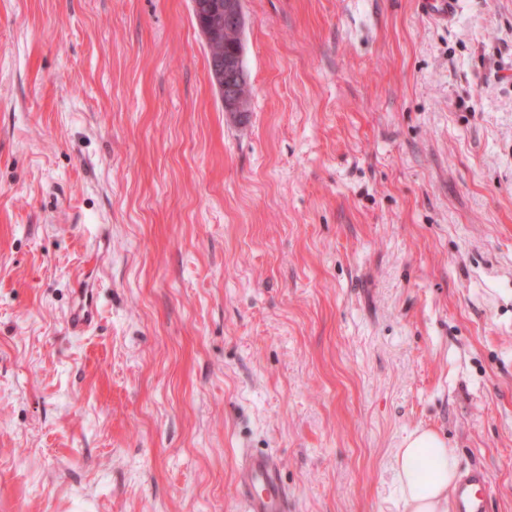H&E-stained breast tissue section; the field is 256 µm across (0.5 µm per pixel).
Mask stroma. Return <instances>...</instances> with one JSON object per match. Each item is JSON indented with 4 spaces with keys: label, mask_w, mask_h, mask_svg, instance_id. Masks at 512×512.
Returning a JSON list of instances; mask_svg holds the SVG:
<instances>
[{
    "label": "stroma",
    "mask_w": 512,
    "mask_h": 512,
    "mask_svg": "<svg viewBox=\"0 0 512 512\" xmlns=\"http://www.w3.org/2000/svg\"><path fill=\"white\" fill-rule=\"evenodd\" d=\"M243 12L233 120L190 0H0V512H406L416 429L512 512V0ZM97 316L98 311L93 288H78L77 301H75L67 320L70 329L73 332H82L86 327L95 323ZM236 480L246 512H290L288 490L271 454L242 451Z\"/></svg>",
    "instance_id": "stroma-1"
}]
</instances>
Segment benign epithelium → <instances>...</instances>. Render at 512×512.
I'll use <instances>...</instances> for the list:
<instances>
[{"instance_id":"1","label":"benign epithelium","mask_w":512,"mask_h":512,"mask_svg":"<svg viewBox=\"0 0 512 512\" xmlns=\"http://www.w3.org/2000/svg\"><path fill=\"white\" fill-rule=\"evenodd\" d=\"M192 12L206 15L202 33L211 50L210 68L224 112L236 119L250 111L248 73L241 67L244 15L240 0H191Z\"/></svg>"}]
</instances>
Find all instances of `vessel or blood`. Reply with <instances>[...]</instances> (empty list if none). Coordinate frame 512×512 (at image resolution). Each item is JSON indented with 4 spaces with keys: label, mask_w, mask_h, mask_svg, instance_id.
Masks as SVG:
<instances>
[{
    "label": "vessel or blood",
    "mask_w": 512,
    "mask_h": 512,
    "mask_svg": "<svg viewBox=\"0 0 512 512\" xmlns=\"http://www.w3.org/2000/svg\"><path fill=\"white\" fill-rule=\"evenodd\" d=\"M98 311L93 289L81 288L67 323L72 331L81 332L93 325ZM245 512H290L288 490L277 460L268 453L247 450L241 453L236 470ZM491 479L487 470H465L454 489V512H486Z\"/></svg>",
    "instance_id": "vessel-or-blood-1"
}]
</instances>
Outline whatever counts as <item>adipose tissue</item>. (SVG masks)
Returning <instances> with one entry per match:
<instances>
[{"instance_id": "1", "label": "adipose tissue", "mask_w": 512, "mask_h": 512, "mask_svg": "<svg viewBox=\"0 0 512 512\" xmlns=\"http://www.w3.org/2000/svg\"><path fill=\"white\" fill-rule=\"evenodd\" d=\"M395 463L401 496L409 512H448L458 460L444 439L430 430H414L402 439Z\"/></svg>"}]
</instances>
